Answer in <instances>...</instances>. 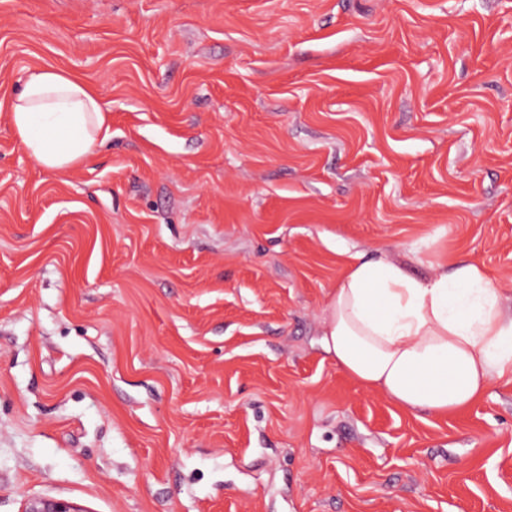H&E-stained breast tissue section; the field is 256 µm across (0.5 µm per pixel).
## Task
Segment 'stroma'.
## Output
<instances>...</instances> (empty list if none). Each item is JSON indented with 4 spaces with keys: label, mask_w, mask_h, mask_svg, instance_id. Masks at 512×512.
Returning a JSON list of instances; mask_svg holds the SVG:
<instances>
[{
    "label": "stroma",
    "mask_w": 512,
    "mask_h": 512,
    "mask_svg": "<svg viewBox=\"0 0 512 512\" xmlns=\"http://www.w3.org/2000/svg\"><path fill=\"white\" fill-rule=\"evenodd\" d=\"M45 67L110 137L0 110V512H512V377L437 416L320 344L356 256L512 295V0H0V100ZM8 112L27 153L48 170L89 162L109 136L106 110L95 89L53 69L29 74ZM23 512H86L79 506L52 497H35L28 500Z\"/></svg>",
    "instance_id": "35a3bbf8"
}]
</instances>
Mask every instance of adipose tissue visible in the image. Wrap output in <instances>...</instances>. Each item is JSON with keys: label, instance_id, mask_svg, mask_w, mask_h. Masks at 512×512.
<instances>
[{"label": "adipose tissue", "instance_id": "1", "mask_svg": "<svg viewBox=\"0 0 512 512\" xmlns=\"http://www.w3.org/2000/svg\"><path fill=\"white\" fill-rule=\"evenodd\" d=\"M8 112L27 153L48 170L89 162L109 135L95 89L52 69L29 74ZM323 346L363 387L447 415L471 406L493 377L512 375V299L476 265L421 280L382 254L348 266Z\"/></svg>", "mask_w": 512, "mask_h": 512}]
</instances>
